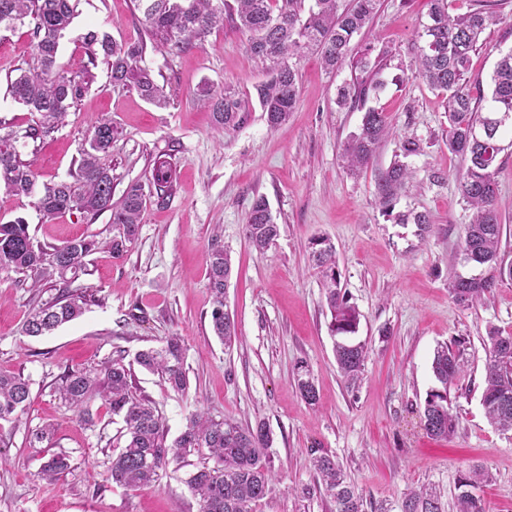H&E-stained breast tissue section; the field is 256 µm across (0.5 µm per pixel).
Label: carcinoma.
<instances>
[{
  "label": "carcinoma",
  "instance_id": "cac0c4a2",
  "mask_svg": "<svg viewBox=\"0 0 512 512\" xmlns=\"http://www.w3.org/2000/svg\"><path fill=\"white\" fill-rule=\"evenodd\" d=\"M141 13L147 39L118 43L107 34L89 30L83 36L87 64L79 74L62 69L58 60L60 39L77 14L79 0H0V28L30 27L35 64L9 80L12 99L34 115L23 137L32 143L43 139L65 121L69 109L95 80L92 69L98 58L108 64L115 85L134 88L145 100L162 107L167 104L163 87L151 70L140 65L147 44L172 53L203 45L211 31L224 25L229 15L246 36L250 53L266 64L267 79L255 85L256 97L272 128L282 124L295 108L298 97L297 61L309 52L320 55L329 71L347 61L372 79L340 87L337 103L364 101L377 89L378 63L371 62L369 48L353 44L354 37L372 19L377 0H352L339 9L338 0H134ZM500 23L493 11L477 8L448 15L447 0H431L428 22L413 44L417 75L443 96L448 112V151L466 161L460 178L463 197L471 207L469 223L463 225L461 256L466 263L485 267L480 277L459 276L449 284L454 300L464 306L482 302L504 280L512 281V263L501 255L503 227L496 208V174L500 155L512 151V49L500 54L491 75V92L467 80L471 53L477 50L481 35ZM198 100L212 109L215 122L230 130L241 121L242 102L229 91L213 90L205 84L198 89ZM117 128L109 119L97 123L88 134L77 169L70 178L39 183L31 165L22 162L13 146L16 136H0V188L15 196L34 199V206L46 218L71 211L96 216L110 212L114 234L106 242L112 253L122 255L135 240L148 194L138 181L130 183L118 203L112 202L111 169L101 156L112 148ZM388 134L385 116L373 108L365 111L359 132L351 135L342 152L344 168L354 172L370 163L379 142ZM420 151L413 139L401 142L399 153L379 174L378 203L386 216L397 224H414L420 234L430 230L432 220L425 212L407 209L394 212L395 202L412 171L405 158ZM168 161L157 164L152 186L165 191L172 187ZM245 235L258 250L267 248L278 236L268 203L254 200L244 225ZM93 237H77L60 245L42 244L30 234L21 217L0 224V271H21L28 287L38 290L60 286L61 292L33 309L24 324L28 336H43L80 317L95 301L92 294L70 285L85 272L86 258L99 248ZM312 259L319 269L331 313L336 364L345 380L354 384L360 377L367 354L362 341H354L360 313L349 304L340 287L336 252L324 240L312 242ZM209 287L213 296L211 324L219 339L228 345L236 338L233 318L225 311V287L231 274V259L221 247L207 255ZM136 362L161 376L170 387L183 392L188 388L184 369V348L177 336H170L159 348L140 351ZM460 355L448 346L437 349L432 369L437 386L424 401V427L428 435L446 438L458 426L451 412L450 390L463 372ZM302 398L317 400L309 372L298 373ZM60 399L93 426L91 406L96 400L109 405L112 414L122 416L120 436L124 445L112 456V482L131 492L158 485L161 471L174 462L190 464L189 456L207 449L203 461L194 465L186 483L199 497L201 512H253L252 505L264 499L274 476L263 461L262 449L269 446V432L262 425L243 427L229 419L215 420L204 412L192 415L186 430L167 443L165 425L156 406L138 398L131 390V372L118 355L98 368H72L60 378ZM30 380L15 373L0 372V422L15 423L26 410ZM482 405L490 422L503 432L512 431V335L496 329L488 332V359L485 365ZM317 474L316 492L330 499L333 512H362L363 497L347 481L340 465L326 453L312 451ZM71 468L70 456L52 454L36 473L42 481H54ZM489 480V474L475 467L458 480L456 512H485L482 500L472 488ZM403 512H441L436 492L423 487L408 495Z\"/></svg>",
  "mask_w": 512,
  "mask_h": 512
}]
</instances>
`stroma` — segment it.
<instances>
[{
  "mask_svg": "<svg viewBox=\"0 0 512 512\" xmlns=\"http://www.w3.org/2000/svg\"><path fill=\"white\" fill-rule=\"evenodd\" d=\"M501 24L487 29L471 55V82L489 86L500 52L512 49V0H489ZM430 0H379L359 46L382 56L381 88L366 104L337 106L340 86L361 72L324 69L317 55L298 63L299 98L282 125L269 127L251 103L239 127L215 126L196 99L200 85L252 93L265 80L262 61L232 23L214 30L204 44L171 55L148 50L144 59L169 97L157 107L134 89L113 85L106 65L68 113L66 123L40 146L17 142L39 181L68 178L89 131L110 119L119 134L104 162L112 170V199L131 182L150 184L153 163L165 157L176 169L173 194L150 197L128 252L104 249L87 259L77 287L94 291L96 303L83 315L39 337L23 331L29 312L56 291L26 288L21 273L0 272V371L31 382L30 404L19 423L0 425L8 444L0 464V512H199L186 484L188 468L167 469L157 487L136 494L112 481L110 459L123 426L121 417L99 408L107 428L89 429L55 388L65 369L93 367L120 354L132 373L137 396L162 413L168 440H175L196 411L242 425H264V450L275 475L255 512H331L328 498L314 493L317 475L311 449L333 455L364 498L365 512H402L411 490L437 491L442 512H455L459 477L479 466L490 475L476 487L486 512H512V432L487 419L481 393L488 355L487 333L512 334V281L485 303L466 308L448 291L455 275H480L460 258V237L469 210L459 188L463 164L448 150V114L438 92L415 74L412 44L427 19ZM134 0H81L78 15L60 43L59 62L79 72L87 61L81 36L96 29L121 41L143 35ZM28 27L0 32V122L25 129L32 115L7 92L10 78L32 63ZM383 112L393 130L373 162L360 173L343 170L340 154L358 131L366 108ZM420 141L407 162L413 175L397 207L427 212L433 224L418 236L412 224H397L376 204L380 171L402 139ZM497 209L505 226L502 253L512 260V157L496 177ZM264 197L279 227L274 242L256 251L245 237L251 205ZM24 218L44 244L71 237L105 241L113 231L109 212L89 219L80 212L42 218L33 201L0 191V223ZM336 249L343 292L360 312L358 340L368 357L355 385L341 377L334 356L321 277L310 254L314 240ZM221 246L232 258L226 304L238 339L225 346L213 333L206 257ZM182 338L189 380L187 394L136 364L139 351ZM458 346L464 371L451 389L459 426L448 439H433L423 426V407L436 382L437 347ZM306 365L318 392L316 404L300 395L296 368ZM51 425L53 448L30 444L29 430ZM63 452L71 468L54 482L36 471L51 452Z\"/></svg>",
  "mask_w": 512,
  "mask_h": 512,
  "instance_id": "35a3bbf8",
  "label": "stroma"
}]
</instances>
